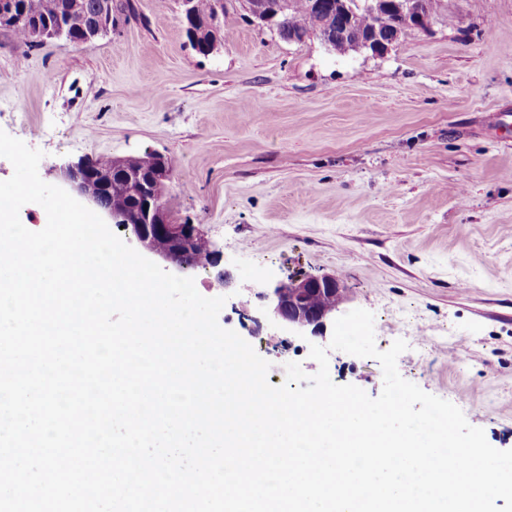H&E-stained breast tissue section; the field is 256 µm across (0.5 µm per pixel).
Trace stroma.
<instances>
[{
    "instance_id": "35a3bbf8",
    "label": "stroma",
    "mask_w": 512,
    "mask_h": 512,
    "mask_svg": "<svg viewBox=\"0 0 512 512\" xmlns=\"http://www.w3.org/2000/svg\"><path fill=\"white\" fill-rule=\"evenodd\" d=\"M131 2L86 44L31 47L0 30V129L42 151L40 178L63 188L85 158H172L165 204L220 255L193 272L196 289L226 296L220 326L276 385L290 362L315 374L310 347L333 331L282 328L258 292L333 274L342 312L373 314L379 350L414 339L404 379L511 450L512 141L484 116L512 111V0H443L453 24L410 30L382 56L283 41L242 0L202 55L181 0ZM328 369L382 390L376 359L330 350Z\"/></svg>"
}]
</instances>
